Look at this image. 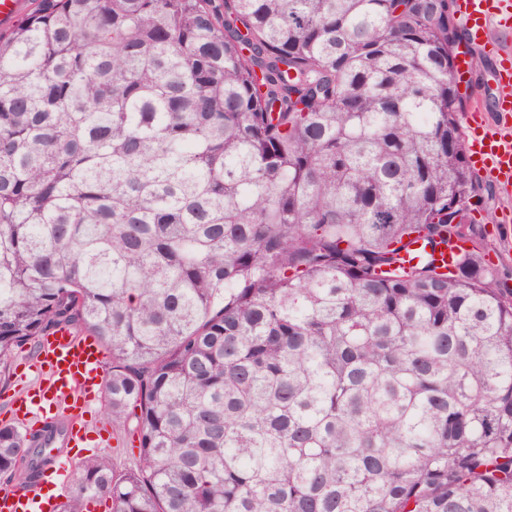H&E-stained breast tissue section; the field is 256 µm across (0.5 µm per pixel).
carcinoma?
Listing matches in <instances>:
<instances>
[{
	"mask_svg": "<svg viewBox=\"0 0 512 512\" xmlns=\"http://www.w3.org/2000/svg\"><path fill=\"white\" fill-rule=\"evenodd\" d=\"M455 0H38L0 30V363L94 337L134 464L59 512H512ZM61 427L0 426L28 485Z\"/></svg>",
	"mask_w": 512,
	"mask_h": 512,
	"instance_id": "obj_1",
	"label": "carcinoma"
}]
</instances>
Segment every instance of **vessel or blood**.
Instances as JSON below:
<instances>
[{
	"instance_id": "b4317fda",
	"label": "vessel or blood",
	"mask_w": 512,
	"mask_h": 512,
	"mask_svg": "<svg viewBox=\"0 0 512 512\" xmlns=\"http://www.w3.org/2000/svg\"><path fill=\"white\" fill-rule=\"evenodd\" d=\"M457 12L472 48L490 45L492 27L512 28V0H456ZM499 127H483L480 107L469 113L475 127L468 145L470 161L479 169L494 173L500 189L512 194V51L497 49ZM108 359L90 336L61 328L43 340L31 365L34 379L24 390L10 397L23 417L43 424L64 422L60 447L71 448L81 440L85 427L82 411L96 399L105 376ZM59 492L43 480H34L25 492L0 487V512H54Z\"/></svg>"
}]
</instances>
